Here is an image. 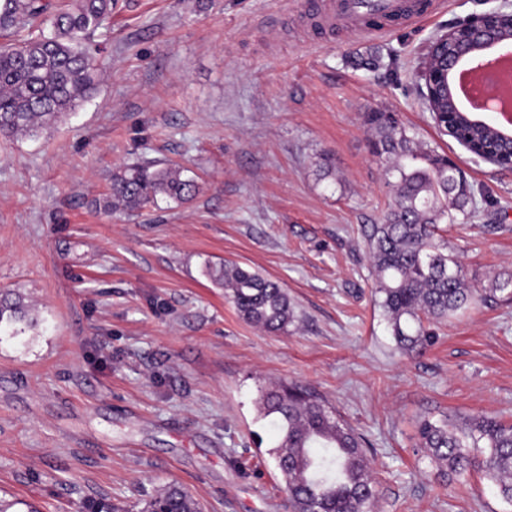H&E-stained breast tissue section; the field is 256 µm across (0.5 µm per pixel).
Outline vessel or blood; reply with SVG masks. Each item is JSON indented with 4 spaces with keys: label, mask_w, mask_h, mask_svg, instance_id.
Returning a JSON list of instances; mask_svg holds the SVG:
<instances>
[{
    "label": "vessel or blood",
    "mask_w": 512,
    "mask_h": 512,
    "mask_svg": "<svg viewBox=\"0 0 512 512\" xmlns=\"http://www.w3.org/2000/svg\"><path fill=\"white\" fill-rule=\"evenodd\" d=\"M427 11L423 0H318L309 18L329 33L340 27L353 34H372L396 22L419 20Z\"/></svg>",
    "instance_id": "1"
}]
</instances>
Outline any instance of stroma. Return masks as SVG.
I'll return each instance as SVG.
<instances>
[{
  "instance_id": "obj_1",
  "label": "stroma",
  "mask_w": 512,
  "mask_h": 512,
  "mask_svg": "<svg viewBox=\"0 0 512 512\" xmlns=\"http://www.w3.org/2000/svg\"><path fill=\"white\" fill-rule=\"evenodd\" d=\"M307 0H119L89 49L92 98L39 138L0 137V500L13 512H141L183 486L204 512H283L257 400L315 389L362 435L377 512H512L481 474L443 481L421 420L512 423V301L472 306L404 354L364 236L390 199L366 113H396L491 198L448 225L473 287L512 273V169L439 137L416 90L431 41L504 0H435L366 37L308 28ZM380 62L367 68L363 57ZM184 167L189 201L95 210L113 168ZM277 281L295 320H243L206 266ZM28 315L29 309L22 296L17 295L14 299H9L8 295L0 297V326L4 321L22 322Z\"/></svg>"
}]
</instances>
